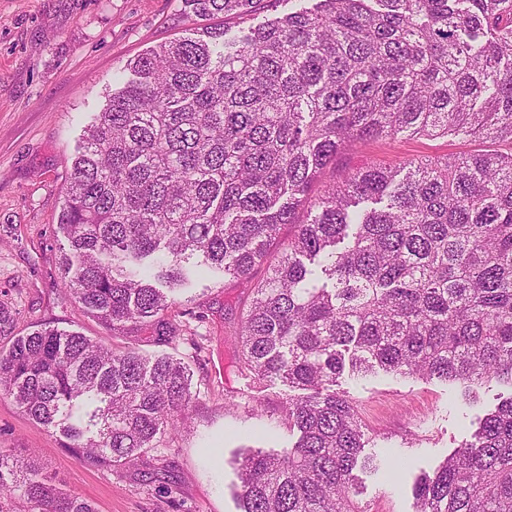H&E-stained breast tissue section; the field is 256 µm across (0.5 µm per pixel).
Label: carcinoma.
Returning <instances> with one entry per match:
<instances>
[{
  "label": "carcinoma",
  "instance_id": "carcinoma-1",
  "mask_svg": "<svg viewBox=\"0 0 512 512\" xmlns=\"http://www.w3.org/2000/svg\"><path fill=\"white\" fill-rule=\"evenodd\" d=\"M281 16L237 33L269 2ZM181 0L196 27L130 61L64 189L59 267L77 311L115 337L190 339L169 294L190 269L251 283L240 364L295 390L298 439L245 448L242 512H362L373 464L345 368L512 387V151L369 165L314 186L353 141L512 144V0ZM294 235L279 243L281 226ZM265 276L253 281L259 266ZM186 367L0 303V397L89 467L142 459L189 418ZM415 512H512V396L412 488ZM0 512H96L0 448Z\"/></svg>",
  "mask_w": 512,
  "mask_h": 512
}]
</instances>
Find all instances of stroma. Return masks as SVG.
Here are the masks:
<instances>
[{
	"label": "stroma",
	"mask_w": 512,
	"mask_h": 512,
	"mask_svg": "<svg viewBox=\"0 0 512 512\" xmlns=\"http://www.w3.org/2000/svg\"><path fill=\"white\" fill-rule=\"evenodd\" d=\"M188 27L179 0H0V297L16 310L17 329L49 323L111 343L110 333L80 316L61 292L63 187L113 76ZM486 147L463 135L354 142L321 180L337 181L371 164L397 168L415 157ZM250 299L248 283L218 272L195 277L181 293L180 310L206 316L200 349H167L193 373L191 420L138 464L85 466L7 398H0V447L37 459L57 484L98 512H240L238 452L249 446L283 451L297 439L282 410L288 387L236 367L239 319ZM337 389L359 409L370 438L366 454L380 459L390 447L409 462L395 485L358 471L363 512H415V479L470 441L478 417L512 396L511 386L493 381L472 404L459 384L383 373L342 377Z\"/></svg>",
	"instance_id": "obj_1"
}]
</instances>
